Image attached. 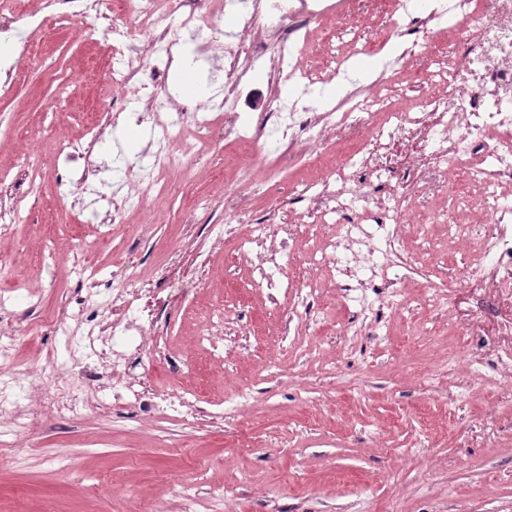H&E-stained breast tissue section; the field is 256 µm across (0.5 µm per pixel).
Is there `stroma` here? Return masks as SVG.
Listing matches in <instances>:
<instances>
[{
    "instance_id": "1",
    "label": "stroma",
    "mask_w": 512,
    "mask_h": 512,
    "mask_svg": "<svg viewBox=\"0 0 512 512\" xmlns=\"http://www.w3.org/2000/svg\"><path fill=\"white\" fill-rule=\"evenodd\" d=\"M117 0L104 14L57 18L45 0H0V24L30 18L36 29L29 54L5 49L13 65L11 98L0 100V206L21 203L20 220L0 236V296L7 315L0 362L14 410L38 412L36 426L0 447V512H512V297L495 282L464 281L448 306L434 308L432 289L400 283L384 297L374 281L391 276L384 256L362 287L345 291V276L321 249L342 224L328 217L317 232L302 224L307 205L296 183L317 178L318 160L339 164L347 144L364 133L338 131L290 157L263 181L235 183L229 170L249 156L233 132L198 143L202 164L191 177L172 175V194L157 210L127 212L107 224V202L136 193L147 165L154 124L128 112L135 89L119 88L100 73L112 61L102 29L127 23L134 38L145 29L125 21ZM199 8L219 30L234 21L220 0H156L158 25ZM376 0L357 17L328 16L311 25L323 44L309 48L304 68L332 74L335 60L365 82L376 80L393 46L352 53L386 24ZM423 49L412 73L399 79L405 105L440 86L432 74L444 45L458 56L477 53L473 41L419 33ZM199 95L176 91L178 65L154 58L136 87L188 108L224 95L223 51H193ZM125 105L94 150L96 171L77 186L82 161H69L59 142L82 139L113 104ZM376 167L353 172L359 197L386 202L396 185L428 174L431 143L386 129ZM413 193L406 249L431 280L463 277L482 237L477 207L463 209L474 230L469 241L449 240L434 221L452 193ZM207 196L208 208L193 201ZM234 205L248 224L268 227L267 244L293 236L295 280L316 289L311 307L288 316L249 290L251 269L233 241L213 244L212 225ZM92 244L78 252L77 239ZM135 272L140 304L157 321V340L140 352L131 333L120 355L111 343L92 347L90 322L123 320L112 308V281ZM495 318L476 315L479 305ZM224 338L217 358L197 342L202 326ZM303 337L312 354L296 356ZM135 400H115L124 384ZM68 389L70 413L42 405L46 393ZM161 389L187 394L198 416L188 426L152 407ZM242 389L251 400L233 398Z\"/></svg>"
}]
</instances>
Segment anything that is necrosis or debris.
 Here are the masks:
<instances>
[{"label":"necrosis or debris","instance_id":"4bbe7bcc","mask_svg":"<svg viewBox=\"0 0 512 512\" xmlns=\"http://www.w3.org/2000/svg\"><path fill=\"white\" fill-rule=\"evenodd\" d=\"M362 2L224 0L238 32L253 33V43L248 47L221 44L218 30L193 13L182 18L179 31H163L144 48L133 43L125 28L113 26L112 38L120 43V67L105 70V81L129 84L150 55L173 60L184 30L205 34L206 48L223 46L225 71L224 96L219 103L174 113L162 127L150 168L142 176L141 192L130 198L127 207L113 210V223H124L126 208L155 207L169 190L171 174L196 169L201 163L197 143L211 140L222 125L232 127L239 140L262 145L236 172L237 180L247 182L253 179L257 168L273 169L285 152L303 149L302 138L310 131L322 133L345 126L376 135L386 121L437 144L434 170L464 169L468 181L481 186L487 213L483 256L467 267L465 277L480 281L493 273L498 277V287H512V197L502 192L504 180L512 178V0H499L501 11L493 18L488 15L490 0H438L436 7L423 17L412 13L411 0H389L388 23L376 41L395 44L396 63L402 65L415 57L416 45L408 37L419 29L437 33L449 28L463 30L479 48L474 58L452 60L442 94L430 98L418 110L397 112L388 111L385 97L348 76L342 66L337 67L336 73L342 77L345 90L336 101L325 102L316 93L322 77L305 71L299 64L312 42V20L339 11L356 13ZM260 68L268 70L271 81L268 104L276 120L270 125L242 113L239 107L252 73ZM366 162L364 151L349 154L344 166L326 171L316 182L303 183L301 197L324 203L329 213L354 210L355 195L338 190L336 184L346 181L347 167ZM404 196L403 189H396L391 205L380 217L390 226L381 240L380 251L389 265L402 274L412 268L399 230L409 221ZM257 270L256 285L266 289L270 302L289 295L295 306L307 307L313 293L310 285L302 282L288 290L283 287L288 279L283 253L265 255Z\"/></svg>","mask_w":512,"mask_h":512}]
</instances>
